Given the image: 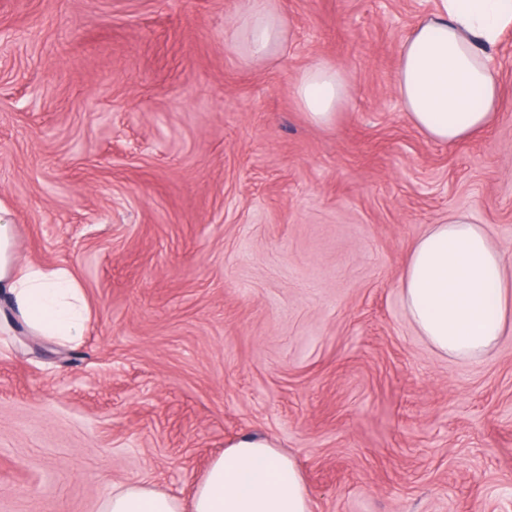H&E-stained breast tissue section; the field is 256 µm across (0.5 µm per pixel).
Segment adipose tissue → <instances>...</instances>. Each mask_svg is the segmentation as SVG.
Masks as SVG:
<instances>
[{
  "instance_id": "ef3b65f1",
  "label": "adipose tissue",
  "mask_w": 512,
  "mask_h": 512,
  "mask_svg": "<svg viewBox=\"0 0 512 512\" xmlns=\"http://www.w3.org/2000/svg\"><path fill=\"white\" fill-rule=\"evenodd\" d=\"M512 28V0H442L404 38L395 93L411 123L441 144L488 126L500 107L491 50ZM239 30L251 57L283 44L282 22L268 0H250ZM346 70L328 61L306 67L295 96L314 123L334 122L351 96ZM407 315L440 353L479 360L512 321V285L501 252L464 212L432 225L415 243L401 278ZM0 318L12 313L34 335L77 343L87 324L84 291L70 270L20 263L14 225L0 222ZM99 512H312L297 461L275 442L245 436L208 466L189 500L127 485L113 489Z\"/></svg>"
}]
</instances>
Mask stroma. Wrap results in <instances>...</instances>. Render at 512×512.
Instances as JSON below:
<instances>
[{
    "instance_id": "1",
    "label": "stroma",
    "mask_w": 512,
    "mask_h": 512,
    "mask_svg": "<svg viewBox=\"0 0 512 512\" xmlns=\"http://www.w3.org/2000/svg\"><path fill=\"white\" fill-rule=\"evenodd\" d=\"M438 0H0V219L20 263L66 267L81 342L0 325V512H98L112 488L186 499L239 437L298 461L313 512H504L512 331L438 353L408 318L414 243L462 211L512 281V42L486 129L428 141L393 89ZM342 65L313 124L295 81ZM269 0H250L239 19V31L252 58H264L276 53L283 44L282 22L274 13ZM346 70L339 64L317 61L299 74L295 96L307 117L316 124L334 122L351 96Z\"/></svg>"
}]
</instances>
